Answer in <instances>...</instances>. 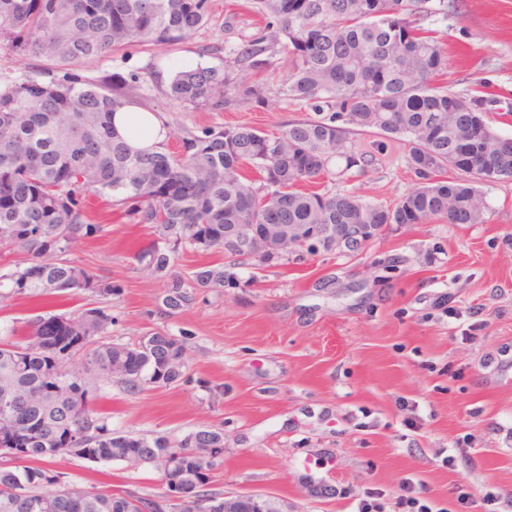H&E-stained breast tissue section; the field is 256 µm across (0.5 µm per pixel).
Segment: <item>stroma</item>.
<instances>
[{
  "mask_svg": "<svg viewBox=\"0 0 512 512\" xmlns=\"http://www.w3.org/2000/svg\"><path fill=\"white\" fill-rule=\"evenodd\" d=\"M211 11L179 45L128 46L84 73L139 75L138 103L167 122L173 150L186 129L248 124L272 134L315 117L312 106L280 99L209 112L166 96L183 60L223 65L267 22L249 0H211ZM416 19L448 59L436 86L492 98L490 126L512 137V0H421ZM345 146L371 151L373 166L353 176L333 159L324 187L389 207L416 186L402 143L350 128ZM478 189L483 223L391 224L357 252L238 265L235 281L193 289L173 316L165 276L137 259L154 242L150 230L92 195L88 211L103 231L66 259L112 281L114 294L0 301V339L22 340L36 316L98 306L112 315L101 341L129 344L150 331L182 341L180 382L132 389L102 379L96 408L112 430L148 439L222 429L224 461L208 485L218 497L252 492L280 512H351L370 489L392 505L411 478L449 512H485L487 487L512 512V179ZM453 447L451 469L442 452ZM45 465L83 489L165 492L154 465L67 455ZM460 487L470 495L463 508Z\"/></svg>",
  "mask_w": 512,
  "mask_h": 512,
  "instance_id": "stroma-1",
  "label": "stroma"
}]
</instances>
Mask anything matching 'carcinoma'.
I'll return each mask as SVG.
<instances>
[{"instance_id":"obj_1","label":"carcinoma","mask_w":512,"mask_h":512,"mask_svg":"<svg viewBox=\"0 0 512 512\" xmlns=\"http://www.w3.org/2000/svg\"><path fill=\"white\" fill-rule=\"evenodd\" d=\"M416 0H254L273 18L236 52L234 63L261 72L277 46L292 65L277 95L332 111L328 118L297 120L277 134L250 126L209 128L148 149L132 147L112 122L137 103L139 77H91L81 70L115 49L131 45L170 47L204 27L210 0H0V51L43 61L39 77L0 79V245L26 251L30 262L0 276V297L28 295L50 302L62 292L112 294V282L62 261L59 256L103 226L91 222L88 194L105 197L136 224L153 229L163 246L139 254L147 267L164 272L180 250L224 252L234 266L247 259L234 249L240 225L481 224L477 183L492 168L512 178V151L486 122L489 100H464L431 85L446 67L439 43L416 26ZM166 95L209 112L265 105L268 89L237 78L232 67L181 66ZM376 129L405 141L408 165L419 185L394 206L352 192L300 191L327 173L333 157L345 169L366 170L371 152L345 146L336 120ZM252 167L259 182L246 179ZM449 167L457 176L438 173ZM226 264V265H228ZM222 263L201 266L187 277L170 275L163 304L171 315L192 302L191 288H222ZM112 324V315L90 307L77 315L50 314L29 322L22 342L0 341V445L15 449L25 465L0 466V512H138L153 499L132 492L107 494L68 485L65 474L27 465L54 457L53 450L82 444L80 458L162 465L172 456L169 480L182 486L180 512H198L206 489L194 449L224 447V431L200 429L178 442L112 431L90 404L93 382L69 372L72 356L85 355L87 372L112 378L123 357L142 383L163 386L182 374L169 365L184 359L183 343L163 333L145 340L89 348L92 337ZM67 491L39 509L30 504L50 494L44 482Z\"/></svg>"}]
</instances>
